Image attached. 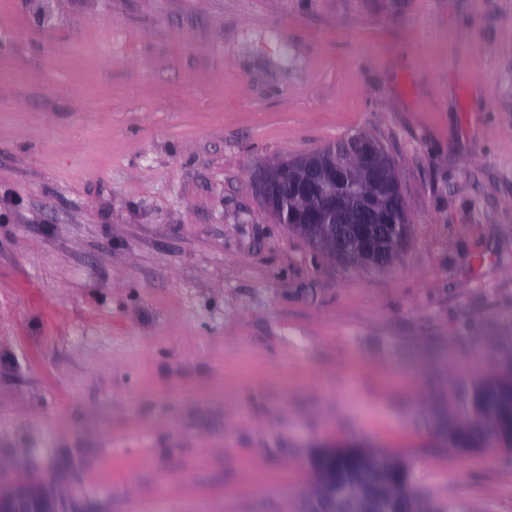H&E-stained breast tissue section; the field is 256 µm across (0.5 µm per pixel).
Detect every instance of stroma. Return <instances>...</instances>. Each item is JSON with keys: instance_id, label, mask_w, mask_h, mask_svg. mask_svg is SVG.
Here are the masks:
<instances>
[{"instance_id": "obj_1", "label": "stroma", "mask_w": 512, "mask_h": 512, "mask_svg": "<svg viewBox=\"0 0 512 512\" xmlns=\"http://www.w3.org/2000/svg\"><path fill=\"white\" fill-rule=\"evenodd\" d=\"M376 137L412 217L383 270L316 255L259 164ZM512 370V0H0V477L59 512H297L323 448H448Z\"/></svg>"}]
</instances>
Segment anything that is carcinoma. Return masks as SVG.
I'll return each instance as SVG.
<instances>
[{"label": "carcinoma", "mask_w": 512, "mask_h": 512, "mask_svg": "<svg viewBox=\"0 0 512 512\" xmlns=\"http://www.w3.org/2000/svg\"><path fill=\"white\" fill-rule=\"evenodd\" d=\"M451 411L455 424L448 446L512 448V378L455 385ZM313 466L336 482L334 512H449V507L421 498L400 483L405 463L395 454L368 448L327 449L315 456ZM327 500L313 490L301 512H321Z\"/></svg>", "instance_id": "cac0c4a2"}]
</instances>
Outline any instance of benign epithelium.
I'll return each mask as SVG.
<instances>
[{
    "mask_svg": "<svg viewBox=\"0 0 512 512\" xmlns=\"http://www.w3.org/2000/svg\"><path fill=\"white\" fill-rule=\"evenodd\" d=\"M254 182L265 208L282 220L292 200L288 230L318 254L349 267L384 269L401 256L411 218L395 165L370 134L358 132L321 150L288 161L268 162ZM0 492V512H55L47 498Z\"/></svg>",
    "mask_w": 512,
    "mask_h": 512,
    "instance_id": "obj_1",
    "label": "benign epithelium"
}]
</instances>
